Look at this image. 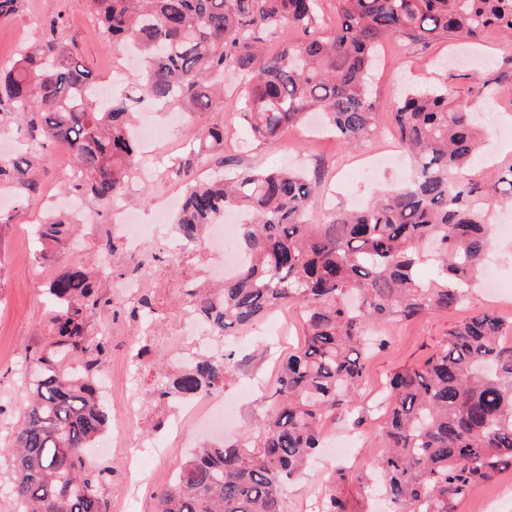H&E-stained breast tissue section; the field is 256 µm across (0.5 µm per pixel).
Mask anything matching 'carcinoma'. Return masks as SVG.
<instances>
[{
    "label": "carcinoma",
    "instance_id": "carcinoma-1",
    "mask_svg": "<svg viewBox=\"0 0 512 512\" xmlns=\"http://www.w3.org/2000/svg\"><path fill=\"white\" fill-rule=\"evenodd\" d=\"M103 40L135 46L145 67L105 106L97 81L63 40L65 19L47 17L41 41L21 48L0 73V117L20 120L37 148L67 142L75 170L70 189L101 201L123 195L140 165L130 120L133 103H174L208 112L226 71L245 79L240 120L264 144L319 112L352 147L379 129L369 80L381 39L427 46L478 41L495 30L512 38V0H88ZM294 37L272 52L284 30ZM512 80V66L490 64L473 76L470 97ZM412 176L358 210H334L314 224L315 184L302 171L258 168L188 185L173 221L180 238L201 242L209 224L243 213L236 240L247 258L221 288L188 290L189 307L212 337L227 340L274 308L299 305L303 340L283 361L275 404L256 436L196 449L157 493V512H286L289 481L320 447L322 422L348 410L365 381L371 333L399 316L448 311L465 301L491 242L490 214L512 204V164L491 183L460 174L482 154L488 126L446 87L415 90L390 113ZM224 144V127L203 128L175 174ZM0 189L40 194L35 155L0 157ZM76 221L64 213L36 228L40 256L63 253ZM434 262V277L416 275ZM50 341L26 352L28 404L0 458L24 512H105L101 490L113 469L92 466L88 452L112 423L96 386L106 352L88 328L113 305L81 265L61 267L48 285ZM129 313L160 326L148 296ZM512 321L481 310L448 329L438 349L389 380L388 412L376 463L378 489L393 512H454L472 487L512 467ZM162 353L155 331L134 351L139 363ZM238 366L230 347L176 368L149 389L157 408L205 398ZM352 476L334 470L319 512H352L341 488Z\"/></svg>",
    "mask_w": 512,
    "mask_h": 512
}]
</instances>
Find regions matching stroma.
<instances>
[{
    "mask_svg": "<svg viewBox=\"0 0 512 512\" xmlns=\"http://www.w3.org/2000/svg\"><path fill=\"white\" fill-rule=\"evenodd\" d=\"M63 14L67 20L65 36L79 61L91 70L102 86H121L131 80L136 71L124 50L105 44L98 21L88 0H23L21 9L11 18L0 20V67L8 65L22 46L41 39L47 15ZM462 50L448 41L428 46H414L399 39H382L378 67L372 90L381 112H391L403 89L448 84L456 97H469L471 77L477 62L489 58L500 62L512 57V39L495 32L468 47L469 58L452 69L437 67L436 61ZM224 101L201 116V123H218L224 127V146L211 155L208 162L195 169L199 179L223 176L227 169L277 168L293 165L318 172L316 217H323L334 208H351L365 202L382 188L404 181L409 174L406 159L381 170L377 176L361 175L357 166L371 150L370 143L351 149L341 145L328 129L318 127L304 134L302 127L284 130L270 145L255 141L247 127L238 119L241 100L239 79L229 73L224 77ZM151 122L158 132L155 151L144 157L140 173L133 176L126 194L103 203L84 198L90 214L83 222L78 242L68 251L43 259L37 258L38 245L33 238L36 224L48 214V194L62 191L63 178L74 166V157L66 143L58 142L42 151L40 179L41 196L12 200L0 209L9 222L0 225V447L6 446L16 431L27 405V394L19 381V365L25 348H40L50 340L47 286L59 267L79 263L96 267L107 260L115 273L134 267L136 260L126 253L102 257L101 240L111 211L127 209L135 212L141 223L151 224L165 193L180 194L184 185L170 177L168 168L175 158L184 154L170 128L168 113L152 112ZM146 247L154 254L152 263L153 303L166 322L163 336L174 333L180 312L184 309L191 288L208 285L204 270L209 263L206 247L195 248L182 259H175L167 249L164 236L147 239ZM490 309L512 318V298L497 299L481 286H474L463 306L456 311L435 313L415 321H389L379 331L387 344L367 365L368 379L361 398L350 413L327 417L326 436L350 433L358 437L359 448L351 460L336 457L332 448H322L306 474L292 481L287 490V512H301L302 503L323 495L322 479L337 467H345L356 476L371 474L381 453L376 435L382 427L383 415L373 404L381 398L387 377L396 370L422 362L441 344L449 326L471 313ZM283 327L279 336L267 335V320L237 335L233 346L240 359L238 369L223 388L227 397H239L237 414L225 427L224 434L236 436L241 430L254 428L271 408V380L275 364L295 348L299 339L298 307L277 309ZM89 332L104 339L108 345L107 359L100 371L104 374L108 395L112 397L111 412H118L129 386L146 391L153 373L148 367L132 369L126 361L128 350L137 346L141 329L125 312H105L92 322ZM94 462L109 465L114 470L110 485L103 491L106 512H156L155 495L159 484L146 482L139 474L124 446L113 445L111 455L94 454ZM456 512H512V468L490 481L475 485L469 495L459 501Z\"/></svg>",
    "mask_w": 512,
    "mask_h": 512,
    "instance_id": "35a3bbf8",
    "label": "stroma"
}]
</instances>
